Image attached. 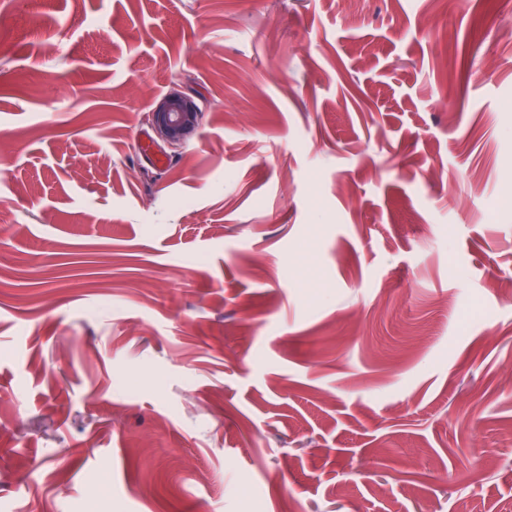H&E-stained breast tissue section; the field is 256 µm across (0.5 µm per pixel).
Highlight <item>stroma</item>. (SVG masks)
<instances>
[{
	"mask_svg": "<svg viewBox=\"0 0 512 512\" xmlns=\"http://www.w3.org/2000/svg\"><path fill=\"white\" fill-rule=\"evenodd\" d=\"M470 7L5 0L0 512H512V9ZM202 111L182 91L161 96L148 115L157 141L169 148L181 146L199 127ZM160 146V145H159Z\"/></svg>",
	"mask_w": 512,
	"mask_h": 512,
	"instance_id": "1",
	"label": "stroma"
}]
</instances>
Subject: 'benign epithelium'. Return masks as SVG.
Instances as JSON below:
<instances>
[{
	"mask_svg": "<svg viewBox=\"0 0 512 512\" xmlns=\"http://www.w3.org/2000/svg\"><path fill=\"white\" fill-rule=\"evenodd\" d=\"M200 107L181 91L161 96L148 115L156 138L169 148L182 145L199 127Z\"/></svg>",
	"mask_w": 512,
	"mask_h": 512,
	"instance_id": "7a95c632",
	"label": "benign epithelium"
}]
</instances>
